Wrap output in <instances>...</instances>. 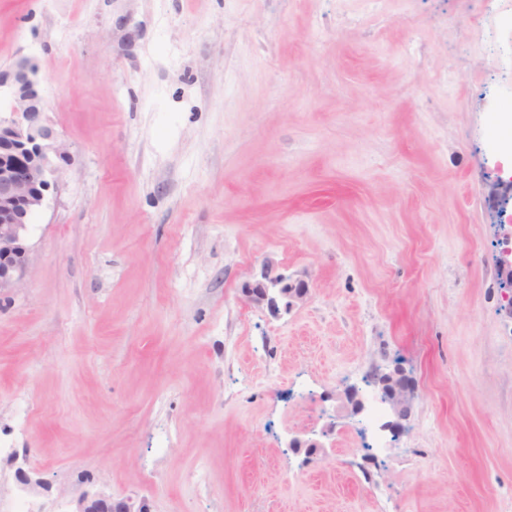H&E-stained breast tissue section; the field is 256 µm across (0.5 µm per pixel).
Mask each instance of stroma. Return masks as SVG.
Returning a JSON list of instances; mask_svg holds the SVG:
<instances>
[{"label": "stroma", "mask_w": 512, "mask_h": 512, "mask_svg": "<svg viewBox=\"0 0 512 512\" xmlns=\"http://www.w3.org/2000/svg\"><path fill=\"white\" fill-rule=\"evenodd\" d=\"M503 6L0 0L72 156L0 299V503L512 512ZM268 259L310 288L276 317L241 294ZM397 367L404 428L364 433ZM70 510L66 512H150L144 498L126 496L115 499L105 492H83L70 500Z\"/></svg>", "instance_id": "stroma-1"}]
</instances>
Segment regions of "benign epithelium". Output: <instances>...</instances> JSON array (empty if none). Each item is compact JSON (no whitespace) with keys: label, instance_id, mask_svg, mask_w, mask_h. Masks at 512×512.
<instances>
[{"label":"benign epithelium","instance_id":"benign-epithelium-1","mask_svg":"<svg viewBox=\"0 0 512 512\" xmlns=\"http://www.w3.org/2000/svg\"><path fill=\"white\" fill-rule=\"evenodd\" d=\"M0 297L19 288L29 264V226L55 184L60 164L71 154L45 117V101L38 89L35 68L26 59L0 70ZM498 209L512 205V177L500 179L489 193ZM242 293L252 304L277 315L303 302L309 286L277 271L273 261L263 264L260 277L243 284ZM392 391L382 395L386 409L404 419L414 395L410 378L390 373ZM68 512H150L144 498H114L105 492H84L70 500Z\"/></svg>","mask_w":512,"mask_h":512}]
</instances>
